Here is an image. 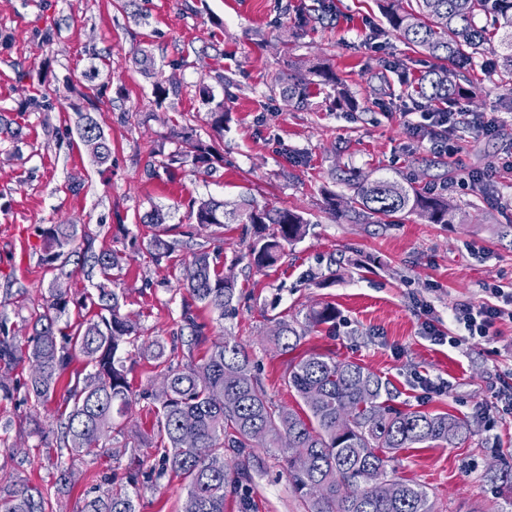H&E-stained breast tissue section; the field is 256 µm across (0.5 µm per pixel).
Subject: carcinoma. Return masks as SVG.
<instances>
[{
    "instance_id": "cac0c4a2",
    "label": "carcinoma",
    "mask_w": 512,
    "mask_h": 512,
    "mask_svg": "<svg viewBox=\"0 0 512 512\" xmlns=\"http://www.w3.org/2000/svg\"><path fill=\"white\" fill-rule=\"evenodd\" d=\"M385 18L401 38L436 61L425 72L417 94L428 102L446 103L467 93L457 83L462 70L500 36V83L512 91V0H402L384 6ZM311 80L299 73L280 84V95L305 105ZM80 140L103 165L112 157V144L97 119L85 113L78 125ZM179 148L158 152L147 169L151 179L174 176L189 162L206 173L214 170L218 154L197 133H176ZM354 194L346 216L367 217L375 224H393L415 214L428 224H447L451 202L440 194L387 178H352ZM202 226L242 224L255 229L246 255L248 265L270 267L285 246L303 239L309 222L288 207L259 205L243 196L229 204L202 199L190 211ZM168 214L154 207L143 217L152 229L149 246L158 258L172 255L178 241L169 238ZM42 264L54 273L49 296L30 314L31 332L22 340L0 337V400L19 392L44 406L56 398L57 387L77 356L90 370L75 374L58 408L56 478L46 486L7 482L0 486V512H57L56 496L72 482L73 462L80 456H116L104 440L124 433L138 399L150 400L157 445L162 449L159 480L171 473L185 482L181 512H225L230 498L240 512H250L251 475L246 462L256 448H277L294 492L305 512H435L430 493L388 468L390 456L416 445H440L471 434V424L448 413L400 410L383 398L386 383L369 368L331 354L312 352L288 362L284 384L302 401L303 413L277 407L268 400L254 373L246 345L226 337L211 340L208 325L199 321L197 307L223 318L236 310L235 279L217 266L219 255L200 250L184 267L185 290L181 321L189 361L183 367L162 366L160 386L140 395L127 377L125 347L138 337L135 321L121 313L119 296L109 287L111 271L120 257L95 246V235L79 224H52L41 231ZM76 264L89 278L99 277L76 297L61 282ZM307 327L332 323L336 308L326 303L306 315ZM306 327L281 320L270 341L283 354L305 338ZM205 346L200 360L194 352ZM24 364L23 384L11 377ZM141 466L131 467L125 485L112 487V475L100 482L108 489L84 499L80 512H137L135 497Z\"/></svg>"
}]
</instances>
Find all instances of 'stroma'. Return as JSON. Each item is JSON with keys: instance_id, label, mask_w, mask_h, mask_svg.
Masks as SVG:
<instances>
[{"instance_id": "35a3bbf8", "label": "stroma", "mask_w": 512, "mask_h": 512, "mask_svg": "<svg viewBox=\"0 0 512 512\" xmlns=\"http://www.w3.org/2000/svg\"><path fill=\"white\" fill-rule=\"evenodd\" d=\"M305 0H146L133 20L118 0H0V116L18 118L20 139L0 137V321L23 335L53 279L40 262V232L52 224H83L97 246L117 252L112 287L122 313L139 324L142 348L128 361L134 390L157 371L151 348L160 341L172 364L181 343L183 268L193 252L216 251L219 267L237 281L236 312L206 311L214 334L252 349L261 386L275 404L297 407L282 381L288 362L267 343L277 320L304 323L320 302L336 306V322L307 333L301 351L331 353L362 364L389 384L399 407L467 419L471 435L447 447L419 445L393 461L398 477L428 489L437 512H512L499 476L512 474V318L492 319L486 335L470 336L453 312L463 303L502 305L497 288L512 289V168L498 169L490 187L470 182L512 149V92L495 74L498 54L477 57L465 76L472 112H493L492 134L460 129L448 155L409 138L421 122L411 87L431 59L408 47L381 14L378 0H330L324 22L299 25ZM150 50L162 78L179 89L155 96L153 79L134 62ZM331 66L348 100L312 85L307 106L294 108L276 86L285 75ZM214 99L205 101L200 87ZM227 114L224 130L209 124L213 102ZM93 113L112 144L98 165L80 141L77 115ZM189 125L212 140L222 157L216 172L183 164L174 181L147 179L152 151L172 152L174 129ZM431 187L456 207L450 224L417 215L395 224L353 221L333 213L328 196L353 194L351 172ZM285 206L310 221L307 237L287 247L275 266L244 259L251 236L241 225L192 224L201 198ZM172 212L177 250L162 261L149 251L143 217L152 207ZM56 404L0 401V424L24 435L18 448L0 447V471L31 485L54 481L56 445L30 436V419L56 426ZM146 403L131 431L113 435V458L85 457L74 486L59 495L58 512H78L99 492L98 475L123 482L132 459L157 462ZM251 512H304L278 449L261 448L250 463ZM185 484L169 475L139 485L138 512H181Z\"/></svg>"}]
</instances>
